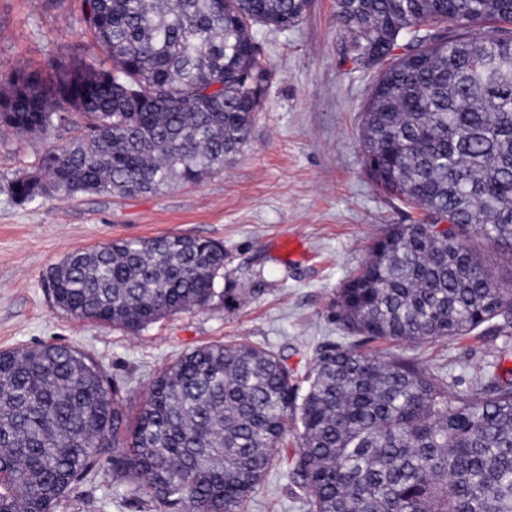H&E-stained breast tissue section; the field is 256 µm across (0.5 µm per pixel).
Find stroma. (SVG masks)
<instances>
[{
    "mask_svg": "<svg viewBox=\"0 0 512 512\" xmlns=\"http://www.w3.org/2000/svg\"><path fill=\"white\" fill-rule=\"evenodd\" d=\"M83 13L84 0H0V75L19 67L40 70L61 56L82 57L92 42ZM256 39L272 73L252 136L223 168L195 183L134 197L81 193L21 203L8 183L37 165L45 142L0 131V350L75 346L103 367L134 407L159 370L201 345L235 341L272 348L301 385L321 348L357 343L334 315L338 288L364 264L388 225L415 224L423 214L366 174L360 115L374 75L348 60L335 0H309L295 27H262ZM166 234L222 242L219 286L237 289L239 302L193 307L133 333L75 320L49 300L42 275L69 252ZM290 236L303 243L299 256L276 246ZM505 340V332L486 325L434 342L377 340L362 350L414 359L456 391L476 394ZM55 512L154 509L132 496L104 460ZM245 512L308 510L281 466Z\"/></svg>",
    "mask_w": 512,
    "mask_h": 512,
    "instance_id": "obj_1",
    "label": "stroma"
}]
</instances>
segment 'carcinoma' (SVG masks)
Here are the masks:
<instances>
[{"mask_svg": "<svg viewBox=\"0 0 512 512\" xmlns=\"http://www.w3.org/2000/svg\"><path fill=\"white\" fill-rule=\"evenodd\" d=\"M307 0H85L87 56L0 76V127L51 140L8 188L20 202L193 183L252 133L269 71L257 24L285 31ZM354 67L376 60L362 112L373 182L423 212L390 224L340 288L365 342L434 341L512 325L474 242L512 267V0H336ZM68 125L75 135L52 142ZM224 245L185 235L69 253L44 276L67 315L140 331L237 300ZM299 392L272 350L197 347L129 415L91 355L0 351V512H54L99 461L160 509L244 512L293 423L308 512H512V371L455 391L409 358L324 349Z\"/></svg>", "mask_w": 512, "mask_h": 512, "instance_id": "carcinoma-1", "label": "carcinoma"}]
</instances>
